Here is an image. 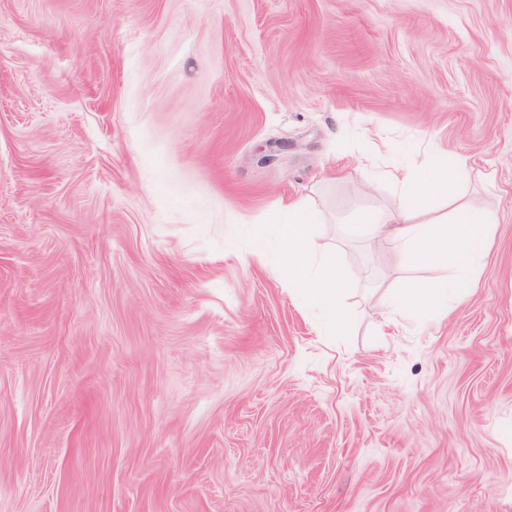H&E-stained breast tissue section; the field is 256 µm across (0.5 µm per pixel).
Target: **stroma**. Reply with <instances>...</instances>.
Masks as SVG:
<instances>
[{
    "mask_svg": "<svg viewBox=\"0 0 512 512\" xmlns=\"http://www.w3.org/2000/svg\"><path fill=\"white\" fill-rule=\"evenodd\" d=\"M438 153L491 246L388 322L348 227ZM0 512H512V0H0ZM288 224H280L281 266L288 270L294 288H300L307 302L325 315L321 331L327 336H339L346 314L344 302L356 284L340 271L336 251H315L311 247L314 224L323 221L320 211L298 203Z\"/></svg>",
    "mask_w": 512,
    "mask_h": 512,
    "instance_id": "1",
    "label": "stroma"
}]
</instances>
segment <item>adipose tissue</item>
Masks as SVG:
<instances>
[{"label":"adipose tissue","instance_id":"obj_1","mask_svg":"<svg viewBox=\"0 0 512 512\" xmlns=\"http://www.w3.org/2000/svg\"><path fill=\"white\" fill-rule=\"evenodd\" d=\"M424 166L429 175L423 181L412 167L387 171V178L410 201L386 211L361 212L358 230L366 241L383 243L398 262L417 271L390 289V312L419 307L441 319L448 313V299L464 300L473 288L496 218L478 199L451 195L449 183L468 173L463 163H449L443 155ZM294 210L288 223L279 227L281 264L291 285L324 314L322 333L340 335L345 298L354 283L341 273L335 251L311 247L313 227L322 223V213L301 203ZM448 267L455 269V277L439 276V269Z\"/></svg>","mask_w":512,"mask_h":512}]
</instances>
